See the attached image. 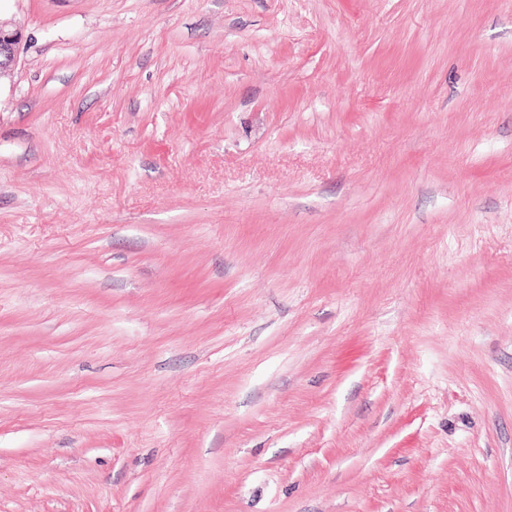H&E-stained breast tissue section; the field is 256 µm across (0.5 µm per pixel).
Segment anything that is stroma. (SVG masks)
Instances as JSON below:
<instances>
[{
	"label": "stroma",
	"mask_w": 512,
	"mask_h": 512,
	"mask_svg": "<svg viewBox=\"0 0 512 512\" xmlns=\"http://www.w3.org/2000/svg\"><path fill=\"white\" fill-rule=\"evenodd\" d=\"M0 22V512H512V0ZM21 40L19 29H6L0 23V78L15 65Z\"/></svg>",
	"instance_id": "obj_1"
}]
</instances>
